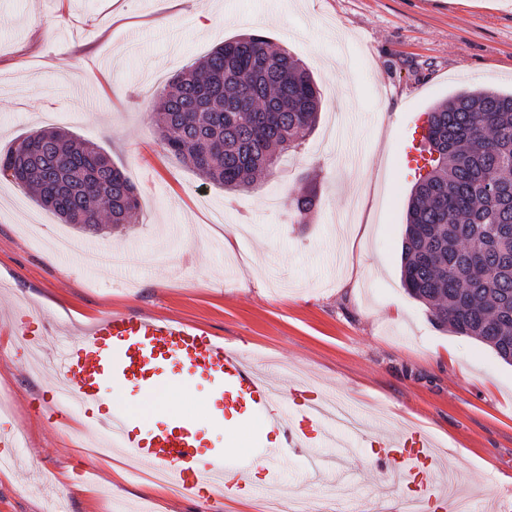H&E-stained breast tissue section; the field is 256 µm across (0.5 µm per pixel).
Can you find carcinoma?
Returning <instances> with one entry per match:
<instances>
[{
    "mask_svg": "<svg viewBox=\"0 0 512 512\" xmlns=\"http://www.w3.org/2000/svg\"><path fill=\"white\" fill-rule=\"evenodd\" d=\"M321 110L310 73L266 37L224 41L168 85L155 112L165 150L208 182L242 191L301 145ZM431 170L407 210L401 281L439 327L512 364V93L474 89L427 113ZM73 227L132 223L139 192L96 143L62 129L0 152V176Z\"/></svg>",
    "mask_w": 512,
    "mask_h": 512,
    "instance_id": "carcinoma-1",
    "label": "carcinoma"
}]
</instances>
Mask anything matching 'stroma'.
Segmentation results:
<instances>
[{
	"label": "stroma",
	"instance_id": "35a3bbf8",
	"mask_svg": "<svg viewBox=\"0 0 512 512\" xmlns=\"http://www.w3.org/2000/svg\"><path fill=\"white\" fill-rule=\"evenodd\" d=\"M267 37L323 93L315 128L252 189L207 183L161 145L154 112L168 81L215 45ZM512 91V0H0V150L59 128L98 143L140 195L135 223L92 234L0 181V512H256L289 488L310 508L373 512L385 485L370 442L344 453V493L307 453L284 451L278 483L248 499L147 491L122 452L91 458L82 413L54 428L39 403L62 333L133 310L208 328L275 386L315 387L372 431L426 430L475 512H512V366L442 330L401 283L416 180L404 145L417 116L463 89ZM319 201L296 221L308 184ZM72 249H53L57 236ZM126 255L84 267L85 251ZM49 329L28 351L21 334ZM208 389L177 410L228 434ZM122 480H114L115 470Z\"/></svg>",
	"mask_w": 512,
	"mask_h": 512
}]
</instances>
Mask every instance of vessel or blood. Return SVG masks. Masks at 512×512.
<instances>
[{
    "label": "vessel or blood",
    "mask_w": 512,
    "mask_h": 512,
    "mask_svg": "<svg viewBox=\"0 0 512 512\" xmlns=\"http://www.w3.org/2000/svg\"><path fill=\"white\" fill-rule=\"evenodd\" d=\"M52 367L57 381L48 402L55 421L80 411L89 427L110 438L133 463L167 473L192 497L205 488L228 499L254 494L256 467H264L267 480H276L278 449L262 445L241 456L203 453L198 425L185 417L173 427L137 433V414L113 404V390L130 386L150 394L168 380L204 384L221 394L225 411L241 410L261 420L267 432L284 435L292 448H338L361 435L356 428L329 429L317 411L316 391L274 387L207 328L166 317L104 312L79 336L62 337ZM375 455L391 481L377 512H399L404 506L411 512H458L457 500L433 476L436 451L420 428L406 427L378 440Z\"/></svg>",
    "instance_id": "vessel-or-blood-1"
}]
</instances>
